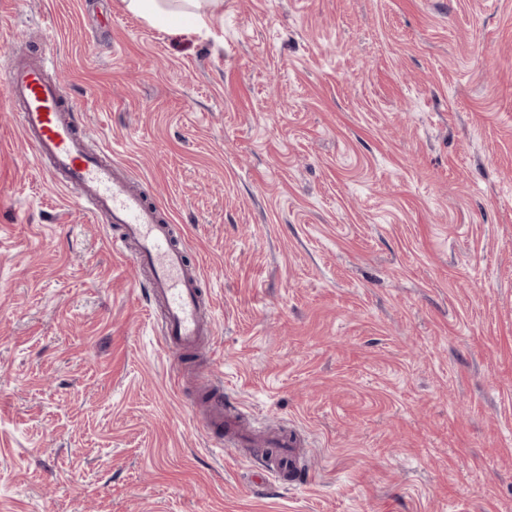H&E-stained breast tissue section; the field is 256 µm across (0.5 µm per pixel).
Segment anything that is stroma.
<instances>
[{
    "label": "stroma",
    "mask_w": 512,
    "mask_h": 512,
    "mask_svg": "<svg viewBox=\"0 0 512 512\" xmlns=\"http://www.w3.org/2000/svg\"><path fill=\"white\" fill-rule=\"evenodd\" d=\"M50 53L86 147L178 228L181 373L120 233L32 160ZM295 431L299 485L196 402ZM0 512H512V0H0ZM127 9L166 31L208 29L222 0H125Z\"/></svg>",
    "instance_id": "obj_1"
}]
</instances>
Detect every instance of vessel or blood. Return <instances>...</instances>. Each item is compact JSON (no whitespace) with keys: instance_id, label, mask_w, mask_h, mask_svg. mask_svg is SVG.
<instances>
[{"instance_id":"b4317fda","label":"vessel or blood","mask_w":512,"mask_h":512,"mask_svg":"<svg viewBox=\"0 0 512 512\" xmlns=\"http://www.w3.org/2000/svg\"><path fill=\"white\" fill-rule=\"evenodd\" d=\"M50 62L46 54L15 65L9 79V98L19 107L23 134L37 162L50 178L76 189L84 208L95 217L121 227L116 247H132L134 261L150 272L152 295L165 306L161 333L168 350L177 355L200 348L211 332L212 318L200 298L196 274L173 241V224L130 178L118 173L108 155L86 150L78 135L74 104L46 76ZM206 413L210 422L224 426L218 445L227 447L239 439L257 450L271 449L268 472L272 477L279 480L295 472L298 463L292 437L246 432L219 405L207 406Z\"/></svg>"}]
</instances>
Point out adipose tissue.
<instances>
[{"instance_id": "adipose-tissue-1", "label": "adipose tissue", "mask_w": 512, "mask_h": 512, "mask_svg": "<svg viewBox=\"0 0 512 512\" xmlns=\"http://www.w3.org/2000/svg\"><path fill=\"white\" fill-rule=\"evenodd\" d=\"M127 9L161 29L201 31L213 22L222 0H125Z\"/></svg>"}]
</instances>
